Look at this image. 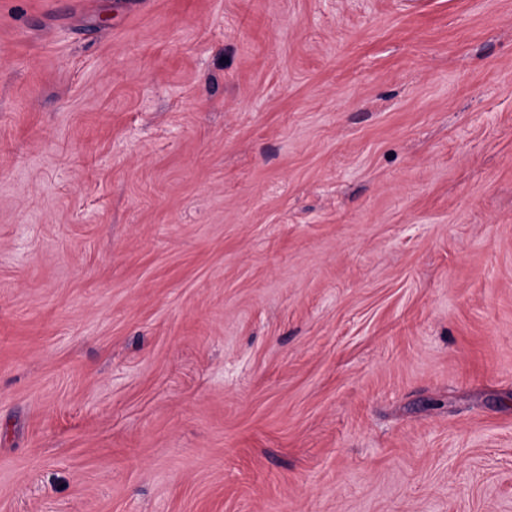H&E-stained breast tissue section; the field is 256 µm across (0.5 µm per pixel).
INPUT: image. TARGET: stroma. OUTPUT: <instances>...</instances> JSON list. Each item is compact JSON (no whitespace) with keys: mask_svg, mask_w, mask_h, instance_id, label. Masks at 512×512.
Returning a JSON list of instances; mask_svg holds the SVG:
<instances>
[{"mask_svg":"<svg viewBox=\"0 0 512 512\" xmlns=\"http://www.w3.org/2000/svg\"><path fill=\"white\" fill-rule=\"evenodd\" d=\"M0 512H512V0H0Z\"/></svg>","mask_w":512,"mask_h":512,"instance_id":"35a3bbf8","label":"stroma"}]
</instances>
